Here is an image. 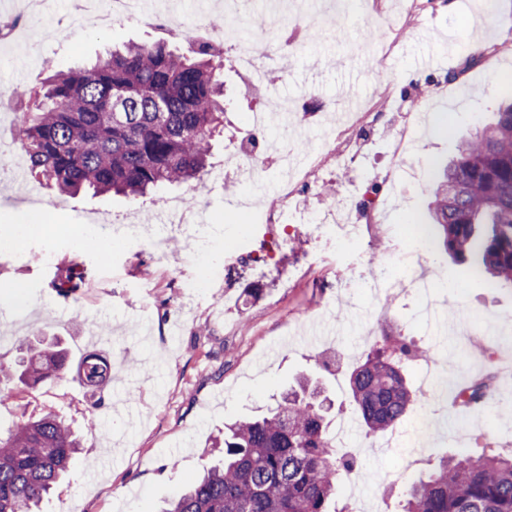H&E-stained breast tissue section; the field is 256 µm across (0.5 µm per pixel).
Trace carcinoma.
<instances>
[{"mask_svg":"<svg viewBox=\"0 0 512 512\" xmlns=\"http://www.w3.org/2000/svg\"><path fill=\"white\" fill-rule=\"evenodd\" d=\"M224 52L198 41L186 55L170 41L128 43L94 62L48 78L38 111L15 98L19 138L31 172L57 191L145 197L160 186L205 183L210 141L224 126ZM429 224L440 248L496 288L512 285V101L495 120L458 146L432 173ZM349 376L353 408L373 435L401 423L417 390L405 365L427 350L399 332L380 337ZM23 357L0 359L5 386L27 389L60 380L66 353L25 338ZM76 380L101 389L108 366L90 360ZM497 372L488 368L458 394L460 406L492 399ZM321 389L310 379L283 393L259 417H245L213 441L224 458L209 467L162 512H348L336 507V486L360 472L354 456L336 452ZM82 448L64 417L20 412L0 429V512H41ZM400 512H512V454L444 457L420 477Z\"/></svg>","mask_w":512,"mask_h":512,"instance_id":"cac0c4a2","label":"carcinoma"}]
</instances>
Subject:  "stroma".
Segmentation results:
<instances>
[{"instance_id": "1", "label": "stroma", "mask_w": 512, "mask_h": 512, "mask_svg": "<svg viewBox=\"0 0 512 512\" xmlns=\"http://www.w3.org/2000/svg\"><path fill=\"white\" fill-rule=\"evenodd\" d=\"M289 12L304 43L287 62L277 50L281 29H272L266 98L245 94L233 57L224 59L227 112L224 133L212 143V175L198 189L181 184L144 198L62 195L42 185L28 167L18 135L13 101L0 103V143L10 147L11 177L0 179V219L19 210L50 207L42 231L19 245L0 249V355L14 361L21 336L59 343L69 375L39 390L18 393L0 406L11 421L17 405L37 413L52 409L76 428H95L65 480L42 505V512H159L210 464V438L225 423L268 407L302 375L328 388L334 426H345L346 442L368 482L350 489L341 482L337 505L350 492L378 499L380 512H397L409 486L443 456L460 452L512 453V375H502L493 398L466 410L442 394L427 402L444 434L421 447L385 445V433L366 435L353 419L348 375L324 370L316 358L333 349L362 362L372 339L395 329L440 360L449 375L466 381L486 365L470 338L441 334L428 320L417 294L398 295L364 286L403 243L406 216L426 220L431 202L429 167L452 158L460 141L492 121L512 75V0H454L453 11L428 0L419 20L407 18L404 0H299ZM179 28L177 46L188 50L198 22L223 17L224 0H159ZM16 20L0 39V94L39 90L48 68L69 69L105 54L112 45L162 38V31L130 18L97 27L76 10V0H0V19ZM446 42L455 47L452 65L420 67L417 58ZM306 98L327 112L349 111L350 100L371 102L375 130L354 131L366 141L352 163L327 155L311 188L298 201L321 211L327 223L351 209L352 195L365 190L367 177L392 166V147L381 130L410 129L395 183H382L380 218L364 233L340 229L330 243L299 226L275 265L260 278H227L205 272L203 250H223L244 236L245 225L272 211L281 172L269 156L268 172L237 181L224 168L232 143L253 138L285 139L281 126L254 127L253 114L280 111ZM195 194L199 218L188 234H170L164 246L148 236L119 233V226L152 223L160 201ZM53 258H46V251ZM417 266L435 287L441 316L456 323L490 322L493 335L480 341L499 359L512 360V288H492L471 277L467 266L430 248ZM80 274L79 289L62 297L53 288L58 268ZM353 288L333 289L334 281ZM259 289L252 297L251 289ZM94 356L111 368L105 405L94 408L91 392L73 380L82 361Z\"/></svg>"}]
</instances>
